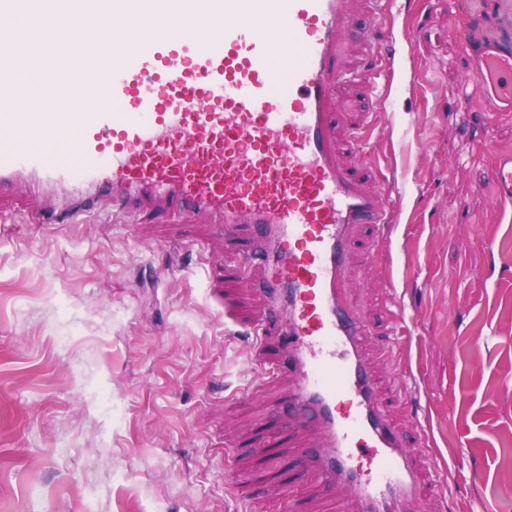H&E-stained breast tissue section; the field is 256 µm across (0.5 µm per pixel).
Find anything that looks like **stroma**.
Here are the masks:
<instances>
[{"mask_svg":"<svg viewBox=\"0 0 512 512\" xmlns=\"http://www.w3.org/2000/svg\"><path fill=\"white\" fill-rule=\"evenodd\" d=\"M352 0L336 89L346 164L394 182L386 260L360 247L347 299L371 329L380 387L409 447L430 433L453 512H512V204L491 170L512 151L501 110L448 30L512 41V0ZM385 22L398 76L363 95L362 35ZM250 230L176 224H39L0 200V512H351L307 485L283 423L288 375L263 371L264 312L242 272ZM274 439L275 466L254 455Z\"/></svg>","mask_w":512,"mask_h":512,"instance_id":"1","label":"stroma"}]
</instances>
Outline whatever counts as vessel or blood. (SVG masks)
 I'll return each instance as SVG.
<instances>
[{"mask_svg":"<svg viewBox=\"0 0 512 512\" xmlns=\"http://www.w3.org/2000/svg\"><path fill=\"white\" fill-rule=\"evenodd\" d=\"M83 0L84 29L109 33L100 68L48 30L49 71L27 66L22 31L0 0V197L21 193L35 219L208 214L252 225L248 261L284 320L279 368L293 373L296 427L321 426L311 458L322 492L346 486L354 512H416L430 461L389 424L362 353L366 327L346 301L356 229L394 223V189L340 161L329 109L351 0ZM71 15V0H29L34 23ZM477 75L512 109V52L480 45ZM80 112L60 111L70 93ZM512 202V153L491 170Z\"/></svg>","mask_w":512,"mask_h":512,"instance_id":"obj_1","label":"vessel or blood"}]
</instances>
